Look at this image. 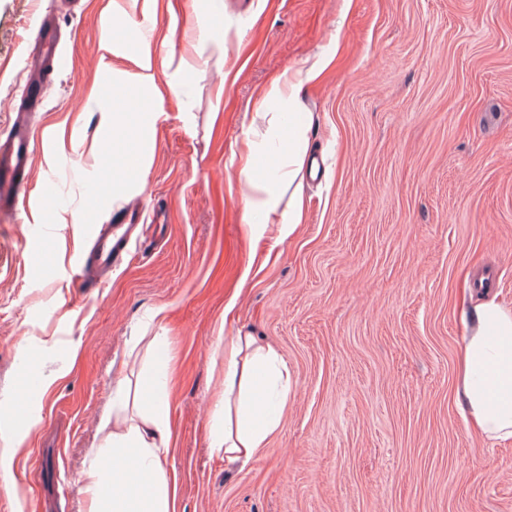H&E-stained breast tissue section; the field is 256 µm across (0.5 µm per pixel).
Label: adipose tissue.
<instances>
[{
    "instance_id": "adipose-tissue-1",
    "label": "adipose tissue",
    "mask_w": 512,
    "mask_h": 512,
    "mask_svg": "<svg viewBox=\"0 0 512 512\" xmlns=\"http://www.w3.org/2000/svg\"><path fill=\"white\" fill-rule=\"evenodd\" d=\"M114 114L132 123L155 83L149 54ZM308 72L288 68L255 103L267 128L250 125L238 154V173L248 187L241 222L252 241L274 234L292 237L303 217L300 184L310 151L311 122L302 110ZM292 188L281 209L283 188ZM464 344L457 363L455 395L469 434L491 444L512 441V301L472 285L462 290ZM170 355H162L150 379L130 381L113 373L112 407L99 423L98 443L87 450L79 491L85 512H178V480L168 468L174 448L170 412ZM292 394L290 369L279 354L250 331L234 328L224 338V390L208 427L212 453L234 464L258 459L269 436L280 431Z\"/></svg>"
}]
</instances>
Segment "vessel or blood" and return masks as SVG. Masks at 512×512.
I'll return each mask as SVG.
<instances>
[{"label": "vessel or blood", "instance_id": "obj_1", "mask_svg": "<svg viewBox=\"0 0 512 512\" xmlns=\"http://www.w3.org/2000/svg\"><path fill=\"white\" fill-rule=\"evenodd\" d=\"M41 43L46 48L49 66L27 99V109L18 113L6 135L0 137V221L12 223L21 195L28 191L27 176L31 164V136L35 127L30 118L36 109L37 98L51 86L56 72L66 65L64 56L56 52V37L51 30H43ZM134 231L130 224H97L91 231V249L88 257L78 258L77 278L81 288H98L110 277L127 252Z\"/></svg>", "mask_w": 512, "mask_h": 512}]
</instances>
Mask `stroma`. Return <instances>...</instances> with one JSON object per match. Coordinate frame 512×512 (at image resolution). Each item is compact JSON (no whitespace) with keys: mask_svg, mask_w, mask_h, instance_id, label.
<instances>
[{"mask_svg":"<svg viewBox=\"0 0 512 512\" xmlns=\"http://www.w3.org/2000/svg\"><path fill=\"white\" fill-rule=\"evenodd\" d=\"M149 5L0 0V132L40 74V25L69 61L35 116L29 199L0 223V512H83L112 366L157 335L175 367L179 512H512V443L471 437L452 394L464 280L512 299V0H224L205 41L194 0ZM144 47L152 149L133 174L112 157L135 138L113 137L101 105ZM307 62L324 68L303 107L325 162L295 235L254 250L237 154L257 97ZM131 212L159 214L165 243L74 301L87 225ZM31 224L57 228L36 253ZM236 287L234 325L287 362L293 396L262 457L228 466L207 429ZM159 306L160 328L145 318Z\"/></svg>","mask_w":512,"mask_h":512,"instance_id":"obj_1","label":"stroma"}]
</instances>
